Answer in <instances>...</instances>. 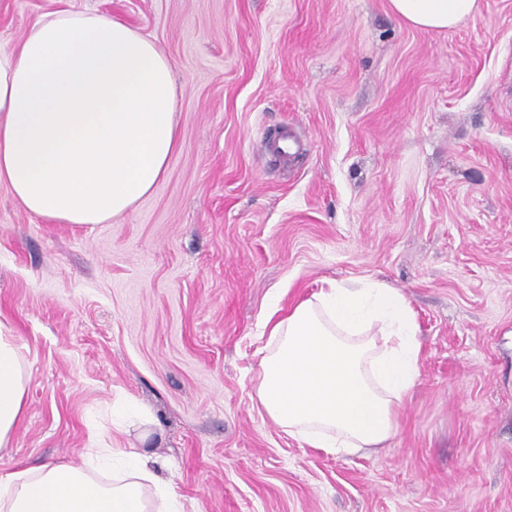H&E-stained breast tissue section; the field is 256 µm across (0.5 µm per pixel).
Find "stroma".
I'll return each instance as SVG.
<instances>
[{"label":"stroma","instance_id":"stroma-1","mask_svg":"<svg viewBox=\"0 0 512 512\" xmlns=\"http://www.w3.org/2000/svg\"><path fill=\"white\" fill-rule=\"evenodd\" d=\"M173 63L178 144L112 223L0 184V330L29 383L0 468L81 464L95 427L165 460L184 512H512V0L423 30L389 0H0ZM409 301L419 379L382 447L336 456L253 401L260 327L326 281ZM150 423L110 427L113 411Z\"/></svg>","mask_w":512,"mask_h":512}]
</instances>
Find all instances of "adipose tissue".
<instances>
[{
  "label": "adipose tissue",
  "instance_id": "adipose-tissue-1",
  "mask_svg": "<svg viewBox=\"0 0 512 512\" xmlns=\"http://www.w3.org/2000/svg\"><path fill=\"white\" fill-rule=\"evenodd\" d=\"M480 0H389L421 29H450ZM171 62L127 23L63 10L0 46V182L29 212L63 224L110 223L151 192L176 147ZM422 354L406 298L376 280L334 281L273 322L253 400L311 448H379L414 388ZM29 375L0 334V449L24 416ZM83 465L0 470V512H180L154 458L90 439Z\"/></svg>",
  "mask_w": 512,
  "mask_h": 512
}]
</instances>
